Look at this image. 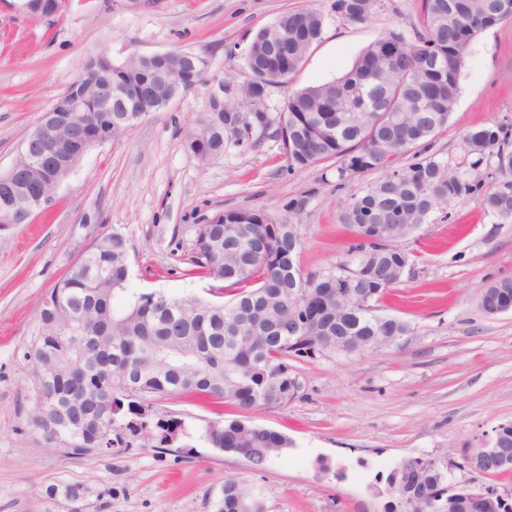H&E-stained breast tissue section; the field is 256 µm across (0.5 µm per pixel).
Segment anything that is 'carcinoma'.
I'll return each instance as SVG.
<instances>
[{
    "mask_svg": "<svg viewBox=\"0 0 512 512\" xmlns=\"http://www.w3.org/2000/svg\"><path fill=\"white\" fill-rule=\"evenodd\" d=\"M377 0H332L336 18L367 23ZM512 20V0H421L414 40L395 30L365 47L351 68L331 82L291 88L311 49L321 42L324 17L311 9L282 13L250 38L241 60L258 88L286 90L283 112L268 118L288 166L304 170L336 162L341 185L357 174L379 179L353 194L340 222L355 232L345 259L302 274L296 264L297 225L279 224L262 209L215 213L201 224L187 273L215 282L211 299L172 298L129 288L128 248L119 233H102L72 272L42 301L33 358L50 374L39 392L33 426L59 427L62 448L77 458L101 457L133 446L170 448L189 438L184 423L161 413L153 399L193 396L230 401L245 410L259 395L266 408L287 406L302 383L296 364L335 355L356 356L396 344L411 332L401 318L376 313L375 304L402 282L413 260L395 242L415 235L448 202L482 193L481 205L512 222V124L468 131L462 138L469 167L448 166L435 154L408 166L406 153L436 138L459 93L469 45L479 33ZM369 78L372 105L339 112L345 91ZM114 79L139 101H160L166 87L135 64ZM205 112L186 131L203 133L208 151L224 154V139L253 130L249 112L228 103ZM109 125L84 112L71 129L68 157L87 143L119 139L141 117L117 112ZM496 160L494 182L473 176L486 156ZM489 294L512 299V278L490 282ZM230 299H225L226 294ZM201 437L257 467L290 445L284 434L250 420H213ZM448 459L411 457L389 482L403 485L406 501L427 505L448 497ZM474 488L458 487L450 512H475ZM215 512H263L244 485L227 479Z\"/></svg>",
    "mask_w": 512,
    "mask_h": 512,
    "instance_id": "obj_1",
    "label": "carcinoma"
}]
</instances>
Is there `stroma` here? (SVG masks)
Returning <instances> with one entry per match:
<instances>
[{
	"mask_svg": "<svg viewBox=\"0 0 512 512\" xmlns=\"http://www.w3.org/2000/svg\"><path fill=\"white\" fill-rule=\"evenodd\" d=\"M419 3L379 0L371 20L357 25L336 19L331 0H73L50 29L21 0H0V174L99 49L117 64L133 52L174 49L213 59L208 84L91 150L52 207L25 224H0V512H215L229 477L242 479L264 512H383L386 479L409 457H448L457 464L450 482L478 483L462 466L465 455L512 422V313L490 316L477 302L487 283L512 276V223L484 212L476 197L451 201L403 241L418 259L380 304L412 327L399 345L299 363V398L249 411L292 441L263 467L196 435L185 448L75 458L44 444L31 425L39 306L93 233L124 235L131 288L173 297L205 296L208 280L186 274V260L198 224L221 210L261 209L297 224L303 272L339 260L343 206L377 173L340 186L335 163L289 169L280 140L258 129L204 163L184 133L208 111L213 85L239 99L248 75L236 52L282 13L309 8L325 19L323 39L295 79L305 86L334 80L388 30L411 34ZM459 86L448 125L429 147L453 167L470 162L466 131L512 123V20L473 41ZM158 406L195 431L239 414L178 396ZM70 485L84 496L65 497Z\"/></svg>",
	"mask_w": 512,
	"mask_h": 512,
	"instance_id": "35a3bbf8",
	"label": "stroma"
}]
</instances>
